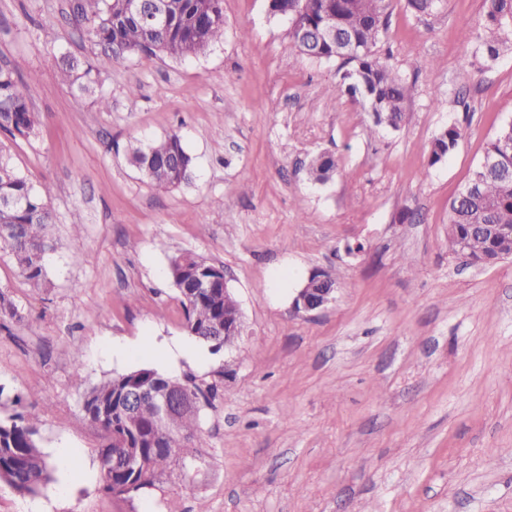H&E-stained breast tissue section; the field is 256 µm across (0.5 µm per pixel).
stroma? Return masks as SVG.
Listing matches in <instances>:
<instances>
[{
    "instance_id": "obj_1",
    "label": "stroma",
    "mask_w": 512,
    "mask_h": 512,
    "mask_svg": "<svg viewBox=\"0 0 512 512\" xmlns=\"http://www.w3.org/2000/svg\"><path fill=\"white\" fill-rule=\"evenodd\" d=\"M74 3L0 0V66L40 118L0 146L51 187L54 216L42 285L0 250L20 314L0 322V419L37 413L41 451L73 460L32 498L0 481V512H512V260L448 252V204L512 122V49L472 60L482 0L424 17L387 0L377 53L414 90L402 128L377 133L339 92V61L302 54L268 0H224L206 55L113 61L75 106L58 61L99 49ZM452 123L462 139L429 165ZM173 132L194 174L158 190L127 154ZM318 153L337 163L323 184L306 172ZM180 253L223 267L242 332L168 364L138 349L194 340L168 273ZM314 273L337 280L335 300L295 313ZM139 368L193 376L209 398L172 473L116 497L83 401Z\"/></svg>"
}]
</instances>
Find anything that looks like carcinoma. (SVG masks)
<instances>
[{
	"label": "carcinoma",
	"instance_id": "carcinoma-1",
	"mask_svg": "<svg viewBox=\"0 0 512 512\" xmlns=\"http://www.w3.org/2000/svg\"><path fill=\"white\" fill-rule=\"evenodd\" d=\"M442 0H407L417 14H430L441 8ZM166 24L155 28L130 13L126 0H78L75 10L89 33L104 47L97 64H84L65 55L59 70L61 78L75 89L76 102L93 92L96 75L112 61L132 55H162L176 60L206 54L212 45L224 39L223 0H160ZM288 10L289 34L300 28L306 32L296 47L315 59L337 58L335 44L320 37L328 15L336 17V30L357 40L354 56L343 61L351 68L342 73L345 93L362 102L374 115V127L396 131L405 120L404 104L412 87L400 72L377 55V44L387 30L386 0H282ZM482 34L478 37L474 58L498 57L502 46H512V0H483ZM39 124L29 106L26 89L15 73L0 67V130L13 136L30 137ZM462 131L451 125L433 139L429 166L443 161L458 145ZM512 155V127L503 125L486 143L481 162L462 186L464 192L449 202L448 251H460L483 261L512 251V239H489L470 234L474 224L512 226V178L484 168V162ZM130 163L152 186L170 190L188 182L194 171L192 156L185 150L179 134L171 133L132 150ZM336 171L335 159L319 154L308 165L310 179L324 183ZM51 189L36 190L15 169L11 159L0 153V247L8 250L18 270L29 282L38 285L44 279L43 255L49 250L47 227L53 223L48 198ZM169 274L179 292L191 296L182 304L186 327L195 337L219 350L211 329L235 321L238 307L232 295L216 298L208 292H193L200 278H220L222 268L208 264L191 254L169 259ZM143 372L156 376L163 387L186 391L190 403L174 411L158 428L153 407L145 405L127 417L115 412L127 374H119L94 386L87 394L83 410L90 422L105 434L107 444L100 449L105 489L114 483L135 484L141 489L155 481L171 466L178 449L187 447L197 432V413L201 389L189 380L166 377L153 369ZM38 417L16 414L0 420V481L19 492L34 494L59 470L38 446ZM139 457L145 465L126 470L123 461Z\"/></svg>",
	"mask_w": 512,
	"mask_h": 512
}]
</instances>
